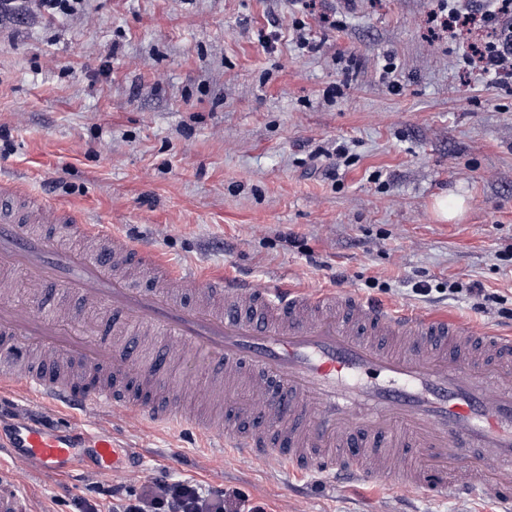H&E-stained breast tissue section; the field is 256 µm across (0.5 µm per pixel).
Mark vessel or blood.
<instances>
[{
    "label": "vessel or blood",
    "mask_w": 512,
    "mask_h": 512,
    "mask_svg": "<svg viewBox=\"0 0 512 512\" xmlns=\"http://www.w3.org/2000/svg\"><path fill=\"white\" fill-rule=\"evenodd\" d=\"M36 207L40 223L98 246L66 250L26 219H0V271L22 272L28 293L16 303L0 290V401L25 402L0 435V512H33L25 473L68 478L85 444L94 468L125 471L114 432L84 423L91 411L192 432L214 457L278 463L315 492L342 476L512 512L511 333L382 304L350 284L176 270L111 225L55 201ZM186 288L200 290L197 302L182 300ZM200 346L214 358L204 385L172 384L164 368ZM213 400L229 419L205 413ZM254 416L263 431L233 425Z\"/></svg>",
    "instance_id": "1"
}]
</instances>
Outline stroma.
<instances>
[{"label": "stroma", "instance_id": "obj_1", "mask_svg": "<svg viewBox=\"0 0 512 512\" xmlns=\"http://www.w3.org/2000/svg\"><path fill=\"white\" fill-rule=\"evenodd\" d=\"M0 17V176L176 267L361 293L512 327V83L431 34L440 0H17ZM313 42L301 49L299 36ZM349 148L340 180L311 151ZM442 195L464 215L440 221ZM425 280L430 296L413 292ZM456 283L459 294L446 292ZM492 295L478 305L464 291ZM143 472L223 486L233 512H496L366 483L310 493L272 465L196 458L190 433L119 430ZM188 454L167 464L172 449ZM30 479L43 512L118 483Z\"/></svg>", "mask_w": 512, "mask_h": 512}]
</instances>
